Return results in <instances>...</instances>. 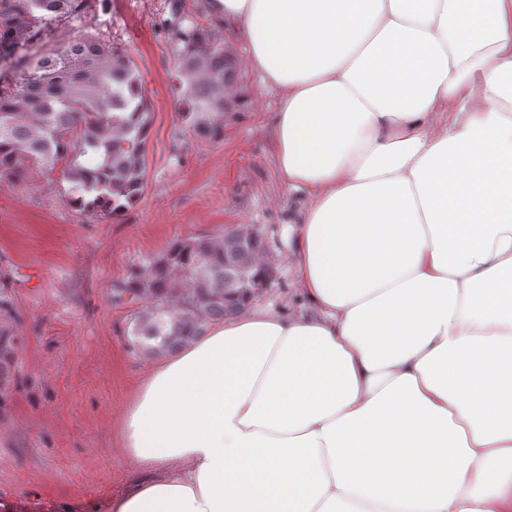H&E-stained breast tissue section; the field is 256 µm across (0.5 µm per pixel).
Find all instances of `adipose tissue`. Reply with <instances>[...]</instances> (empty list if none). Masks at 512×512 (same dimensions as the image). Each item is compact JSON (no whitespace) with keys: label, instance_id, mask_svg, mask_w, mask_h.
Returning <instances> with one entry per match:
<instances>
[{"label":"adipose tissue","instance_id":"obj_1","mask_svg":"<svg viewBox=\"0 0 512 512\" xmlns=\"http://www.w3.org/2000/svg\"><path fill=\"white\" fill-rule=\"evenodd\" d=\"M277 93L296 297L153 365L112 512H512V0H209Z\"/></svg>","mask_w":512,"mask_h":512}]
</instances>
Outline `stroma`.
<instances>
[{
	"instance_id": "obj_1",
	"label": "stroma",
	"mask_w": 512,
	"mask_h": 512,
	"mask_svg": "<svg viewBox=\"0 0 512 512\" xmlns=\"http://www.w3.org/2000/svg\"><path fill=\"white\" fill-rule=\"evenodd\" d=\"M207 28L243 57L239 37L208 0H84L52 47L90 37L125 49L146 81L152 112L142 195L120 220L76 213L42 173L0 183V298L15 344L0 377V504L8 512H111L134 465L120 441L124 410L152 364L132 350V305L112 288L178 239L257 224L277 274L256 305L293 301L288 227L301 208L277 172L271 126L278 107L255 70L239 69L250 105L224 121V138L197 139L177 117L174 71L182 35Z\"/></svg>"
}]
</instances>
